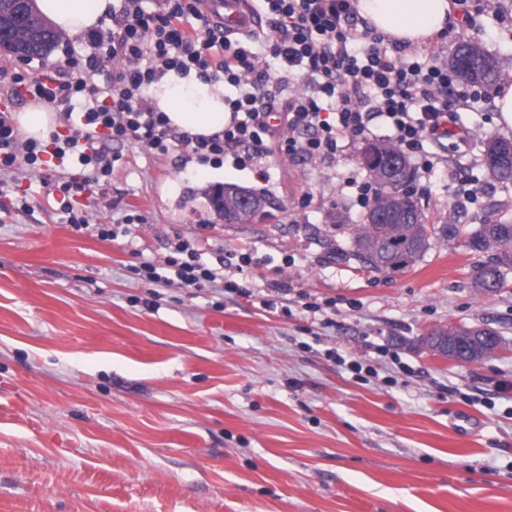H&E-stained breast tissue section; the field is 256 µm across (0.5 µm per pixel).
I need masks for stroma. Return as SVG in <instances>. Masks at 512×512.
<instances>
[{"instance_id": "stroma-1", "label": "stroma", "mask_w": 512, "mask_h": 512, "mask_svg": "<svg viewBox=\"0 0 512 512\" xmlns=\"http://www.w3.org/2000/svg\"><path fill=\"white\" fill-rule=\"evenodd\" d=\"M470 2L441 63L477 38L512 81V0ZM458 112L467 138L428 146L448 176L413 178L433 224L512 204L480 143L512 128L488 97ZM388 136L372 125L330 166L266 157V184L230 155L119 147L92 221L140 219L113 241L73 230L39 185L23 207L0 184V512H512V283L476 291L459 240L395 274L349 254L364 211L344 180H366L361 151ZM460 176L482 184L477 202H459ZM226 183L263 194V214L225 223L208 193ZM194 235L249 297L133 273ZM448 325L491 329L502 349L466 362L419 346Z\"/></svg>"}]
</instances>
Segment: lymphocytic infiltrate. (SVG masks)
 <instances>
[{
    "mask_svg": "<svg viewBox=\"0 0 512 512\" xmlns=\"http://www.w3.org/2000/svg\"><path fill=\"white\" fill-rule=\"evenodd\" d=\"M203 0H116L109 40L71 55L66 69L7 71L0 68V172L25 170L42 187L60 193V210L74 229L94 228L103 241L115 240L119 225H90L88 217L112 173L116 145L136 144L156 155L182 150L203 158L233 154L241 167L269 181L259 159L276 152L330 164L341 141L364 135L378 123L391 132L401 152L431 173L424 149L447 136L458 99L448 96L450 76L437 57L410 60L404 46L388 42L359 18L353 0H263L267 34L258 50L225 36L202 7ZM278 71L265 70L267 58ZM112 75L102 78L104 62ZM238 89L231 118L221 133L193 137L173 129L147 89L168 74L190 71ZM307 91H290L295 77ZM51 104L67 120V133L47 141L21 140L11 101ZM68 162L58 172L44 154ZM134 274L150 283L176 278L180 287L203 288L218 275L206 266L196 239H179L163 262H143Z\"/></svg>",
    "mask_w": 512,
    "mask_h": 512,
    "instance_id": "f902f5d3",
    "label": "lymphocytic infiltrate"
}]
</instances>
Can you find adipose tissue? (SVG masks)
<instances>
[{
  "mask_svg": "<svg viewBox=\"0 0 512 512\" xmlns=\"http://www.w3.org/2000/svg\"><path fill=\"white\" fill-rule=\"evenodd\" d=\"M113 0H36L40 13L53 27L69 35L98 28L112 12ZM360 17L379 34L414 45L438 39L459 27L462 7L458 0H355ZM155 106L172 128L194 137L220 133L229 118L224 108V88L197 74L165 76L151 90Z\"/></svg>",
  "mask_w": 512,
  "mask_h": 512,
  "instance_id": "obj_1",
  "label": "adipose tissue"
}]
</instances>
